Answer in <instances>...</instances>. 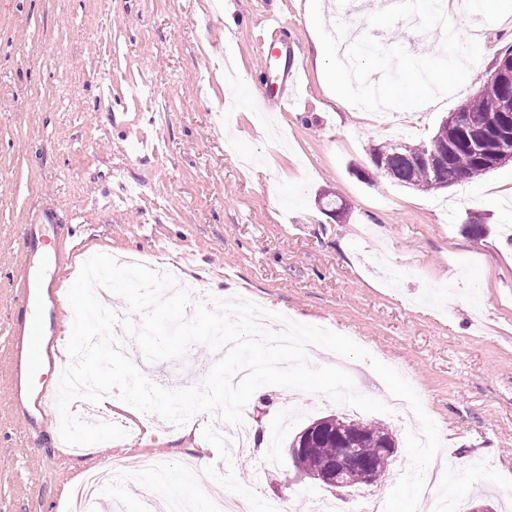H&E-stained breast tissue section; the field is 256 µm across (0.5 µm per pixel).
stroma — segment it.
<instances>
[{"label":"stroma","instance_id":"1","mask_svg":"<svg viewBox=\"0 0 512 512\" xmlns=\"http://www.w3.org/2000/svg\"><path fill=\"white\" fill-rule=\"evenodd\" d=\"M309 0H0V512H63L66 485L100 459L149 455L188 476L189 488L222 485L253 503L302 495L332 498L297 477L288 456L261 466L262 445L227 451L222 467L201 465V425L187 437L155 419L133 429L127 404L112 408L125 438L72 452L47 447L57 418L32 421L22 389L56 379L49 365L16 382L12 277L23 261L29 218L54 209L46 233L63 251L59 283L94 252L175 259L186 284L235 289L275 313L325 325L384 364L403 369L435 422L449 470V499H512V163L478 182L430 192L377 173L371 144L429 142L448 112L472 96L512 47V15L457 9L461 36L480 35L484 53L451 98L424 106L403 129L367 112L336 108L314 63L306 27ZM288 26L298 58L297 97L273 114V140L252 122L268 92L255 39L267 16ZM484 186L477 194L475 186ZM336 194L341 217L321 210ZM484 220V238L466 224ZM201 345L150 362L138 345L128 357L155 385L183 389L190 368L209 373ZM296 427L335 413L316 394L259 388L244 408L269 432L286 403ZM466 458L465 470L455 462ZM151 484L128 476L116 500L94 512H144Z\"/></svg>","mask_w":512,"mask_h":512}]
</instances>
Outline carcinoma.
I'll return each mask as SVG.
<instances>
[{
  "label": "carcinoma",
  "mask_w": 512,
  "mask_h": 512,
  "mask_svg": "<svg viewBox=\"0 0 512 512\" xmlns=\"http://www.w3.org/2000/svg\"><path fill=\"white\" fill-rule=\"evenodd\" d=\"M503 112L512 114V69L502 80L485 83L475 97L448 113L434 139L448 140V129L451 127L496 122ZM422 147L421 143L375 144L370 146V156L373 160H384L397 168L398 176L394 182L398 185L422 191L437 190L439 186L430 169L399 157L401 153L417 154ZM491 170L493 167L477 159L463 145H456L448 156L446 174L450 184L484 175ZM322 421L325 428L322 439L314 444L312 452L293 461L298 470L309 476L320 474L324 465L336 457L345 442L361 448V454L371 459L377 457L378 449L397 444L393 433L381 423H364L339 414L324 417Z\"/></svg>",
  "instance_id": "cac0c4a2"
}]
</instances>
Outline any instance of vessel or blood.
<instances>
[{"instance_id": "obj_1", "label": "vessel or blood", "mask_w": 512, "mask_h": 512, "mask_svg": "<svg viewBox=\"0 0 512 512\" xmlns=\"http://www.w3.org/2000/svg\"><path fill=\"white\" fill-rule=\"evenodd\" d=\"M285 26L280 21L268 20L257 45L264 69L273 70V93L268 102L276 108H284L293 96L298 64L295 50L284 35ZM52 279L40 277L31 272L28 266H21L16 276L15 300L28 310L31 322L23 328H14L12 361L21 366L25 361L23 339L27 336L51 334L59 339L68 336L64 314L71 306L67 296H47V288L53 287Z\"/></svg>"}]
</instances>
